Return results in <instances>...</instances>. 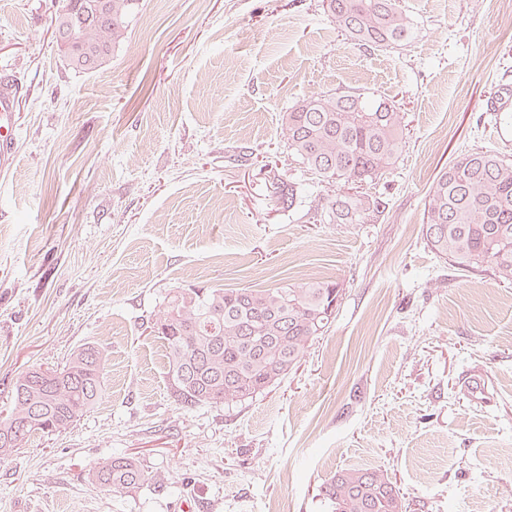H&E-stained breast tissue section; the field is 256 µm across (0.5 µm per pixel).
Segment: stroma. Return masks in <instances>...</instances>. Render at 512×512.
<instances>
[{
    "mask_svg": "<svg viewBox=\"0 0 512 512\" xmlns=\"http://www.w3.org/2000/svg\"><path fill=\"white\" fill-rule=\"evenodd\" d=\"M60 5L0 0V69L29 87L0 175V406L17 374L83 344L108 367L73 428L0 463V512H325L320 485L353 467L383 471L410 512H512V283L464 275L421 231L450 161L512 156V125L488 113L512 85L496 0H402L415 42L374 52L338 37L322 0H144L89 73L56 43ZM341 87L408 124L374 224L313 223L264 181L273 166L310 197L340 193L289 152L282 115ZM317 280L343 288L336 319L277 385L230 408L174 401L149 329L170 292ZM117 453L163 489H99L89 473Z\"/></svg>",
    "mask_w": 512,
    "mask_h": 512,
    "instance_id": "stroma-1",
    "label": "stroma"
}]
</instances>
